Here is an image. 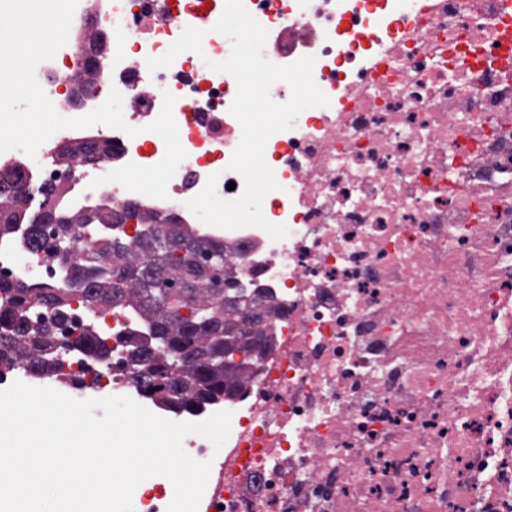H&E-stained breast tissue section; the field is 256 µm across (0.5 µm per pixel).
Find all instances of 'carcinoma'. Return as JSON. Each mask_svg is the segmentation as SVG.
Wrapping results in <instances>:
<instances>
[{"mask_svg":"<svg viewBox=\"0 0 512 512\" xmlns=\"http://www.w3.org/2000/svg\"><path fill=\"white\" fill-rule=\"evenodd\" d=\"M90 153L81 140L59 147L57 158L66 167L77 154ZM21 189L5 181L0 170V236L26 226V244L35 251L69 249V231L75 224L108 225L112 213L96 206L70 204V191L58 192V211L63 219L56 224L55 243L43 234V214L20 206ZM137 223L153 225L155 235L135 242L159 256L155 267H141L134 262L135 250L127 237L118 240L107 233L95 237L92 252L79 256L70 267L71 281L79 286L80 297L89 304L120 306L142 314L146 331L157 334L152 347L141 345L140 334L125 339L126 354L107 368L128 370L139 375L138 384L146 386L141 395L161 409L176 415L199 413L224 402L240 389L239 372L246 363L217 366V356L224 354V334L246 340L247 331L224 322V292L239 291L242 285L224 275V241L211 237L195 224L153 223V217L134 208L124 211ZM122 264L112 266V257ZM196 278L195 288H185L186 279ZM0 367L13 372L21 367L35 379H49L60 369L56 358L57 342L52 329L67 328L69 288H34L20 280L0 278ZM50 310L48 321L34 323L30 303ZM77 347L86 353L106 356L111 349L101 343V336L86 329L77 338Z\"/></svg>","mask_w":512,"mask_h":512,"instance_id":"cac0c4a2","label":"carcinoma"}]
</instances>
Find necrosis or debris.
Instances as JSON below:
<instances>
[{"label":"necrosis or debris","instance_id":"obj_1","mask_svg":"<svg viewBox=\"0 0 512 512\" xmlns=\"http://www.w3.org/2000/svg\"><path fill=\"white\" fill-rule=\"evenodd\" d=\"M267 29L264 55L286 65L316 58L329 106L303 111L265 147L279 190L265 218L286 225L217 229L229 267L265 289L258 325L267 350L251 359L239 396L225 402L231 432L211 460L207 439L188 453L212 468L204 506L215 512H512V0H244ZM225 0H79L71 26L103 33L113 52L84 111L118 89L136 137L97 125L112 142L99 171L165 155L148 124L164 93L187 153L152 198L112 186V209L138 203L164 224H193L187 200L218 175L217 194L240 196L229 171L242 129L229 112L235 79L207 67L227 39L213 32ZM211 27L202 53L149 71L197 17ZM74 47L36 78L61 116L72 112ZM30 175L32 207L61 171L48 146L10 150ZM68 265L0 238V277L65 287ZM111 335L114 356L137 318L73 299L69 331ZM66 379L98 397L127 393L122 375L60 355Z\"/></svg>","mask_w":512,"mask_h":512}]
</instances>
